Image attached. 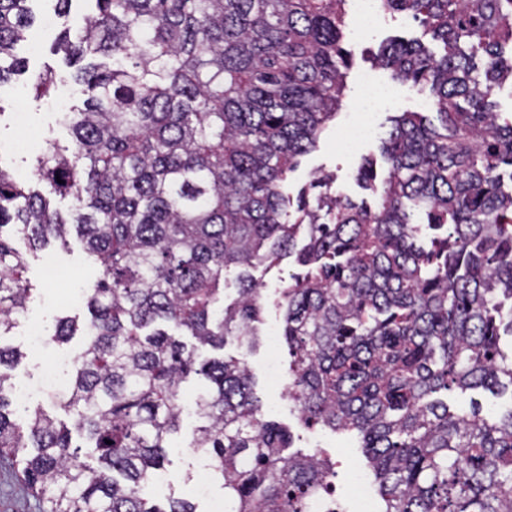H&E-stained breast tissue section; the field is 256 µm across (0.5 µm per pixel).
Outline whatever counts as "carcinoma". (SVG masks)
Masks as SVG:
<instances>
[{"instance_id": "obj_1", "label": "carcinoma", "mask_w": 512, "mask_h": 512, "mask_svg": "<svg viewBox=\"0 0 512 512\" xmlns=\"http://www.w3.org/2000/svg\"><path fill=\"white\" fill-rule=\"evenodd\" d=\"M32 0H0V85L24 72L16 45L35 24ZM98 14L64 31L53 52L76 67L88 97L67 113L78 170L56 148L40 176L79 207H50L0 167V337L34 293L25 256L75 229L101 267L83 324L55 320L49 342L83 337L59 407L16 419L12 367L0 344V458L21 467L42 512H198L143 488L163 472L190 374L205 385L192 447L224 489L228 512H311L333 493L335 463L284 454L289 431L263 418L248 365L211 358L173 337L184 329L215 350L260 341L259 283L250 269L295 256L305 268L282 291L280 342L288 396L301 422L362 440L381 512H512V405L493 418L456 410L440 392L512 400V122L495 89L512 81V0H382L420 20L439 43L389 42L374 62L428 89L441 129L418 112L391 120L388 166L358 179L376 208L323 191L287 219L282 186L336 116L349 51L347 0H96ZM54 72L34 75L37 98ZM63 183H57V180ZM445 229L429 248L405 202ZM239 269L224 305V271ZM84 440L72 442V432Z\"/></svg>"}]
</instances>
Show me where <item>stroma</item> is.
Segmentation results:
<instances>
[{"mask_svg": "<svg viewBox=\"0 0 512 512\" xmlns=\"http://www.w3.org/2000/svg\"><path fill=\"white\" fill-rule=\"evenodd\" d=\"M33 8L38 17L54 15L55 23L47 29L35 25L27 39L17 44L16 53L26 60L27 72L0 86V166L50 196L52 204L66 212L72 209L73 200L53 196L50 186L39 179L36 159L40 150L52 146L66 156L74 155L75 148L67 127L60 120V112L81 105L84 94L81 86L75 84L72 70L65 65L62 55L52 54L49 47L61 30L76 28L86 18L95 16L97 5L96 0H72L70 10L61 15L54 12V0H34ZM421 32V27L412 19L390 15L376 30L365 35L350 36L353 61L345 79L336 116L322 133L317 148L300 157L297 169L290 174L283 187L285 194L297 198L313 177L330 174L335 178V191L357 201L369 199V192L363 190L356 181L358 167L364 158L379 157V137L389 129L391 116L402 112L431 114L427 91L411 84L403 86L396 103L382 106L374 112L377 137L360 143L353 152L338 151L336 139L348 122L365 109L359 81L363 72L372 69L369 51L377 50L381 41L387 37L401 36L409 39L420 36ZM47 68L55 70L56 85L50 97L34 98L27 92L25 85L30 76ZM25 129L34 134L40 144L39 149L19 148L18 139ZM48 259L53 260L57 271V277L53 280L48 278L44 267ZM28 260L26 276L36 290L27 312L19 317L8 336L0 338V344L18 348L22 353L12 376L21 391L26 392L27 406H42L50 415L58 417L62 411L54 405L51 394L67 383L70 368L65 361L72 357L80 341L75 338L67 344L54 347L45 344L42 333L52 328L55 318L61 315L85 320L87 310L82 293L98 278L100 268L84 252L74 234L69 235L66 244L54 245L44 253L29 254ZM297 270L294 259L290 257L272 267L260 265L253 269L254 279L264 286L263 329L278 327L281 309L277 290L288 285L291 274ZM224 355L248 362L254 376V390L263 402L266 418L291 429L294 449L305 454H322L335 462L336 494L342 499L347 512H352L354 485H373V476L354 436L335 434L327 429L308 430L300 424L294 404L281 387L270 379L267 371L268 364L273 361L279 367H286L285 349L272 347L266 342L252 348L247 343L234 341L225 345ZM202 382V377L194 375L183 387L181 427L168 450L165 464L169 482L149 489V496L164 498L176 493L189 499L195 497L192 478L196 476L203 459L193 451L190 442L199 424L194 413V402ZM0 512H39L34 495L1 458Z\"/></svg>", "mask_w": 512, "mask_h": 512, "instance_id": "1", "label": "stroma"}]
</instances>
